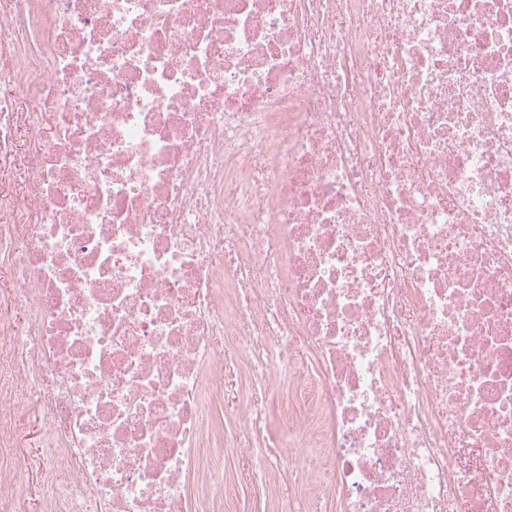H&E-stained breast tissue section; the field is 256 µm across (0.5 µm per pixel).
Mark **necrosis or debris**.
I'll list each match as a JSON object with an SVG mask.
<instances>
[{
	"label": "necrosis or debris",
	"instance_id": "necrosis-or-debris-1",
	"mask_svg": "<svg viewBox=\"0 0 512 512\" xmlns=\"http://www.w3.org/2000/svg\"><path fill=\"white\" fill-rule=\"evenodd\" d=\"M0 84V512L34 397L41 512H512V0H0ZM242 472V460L224 462V478L227 481L235 482L239 487L238 497L235 500L232 512H276V502L273 499L272 491L269 487L255 484L254 487L245 488L243 483L240 486L239 481ZM243 487V490L242 488Z\"/></svg>",
	"mask_w": 512,
	"mask_h": 512
}]
</instances>
